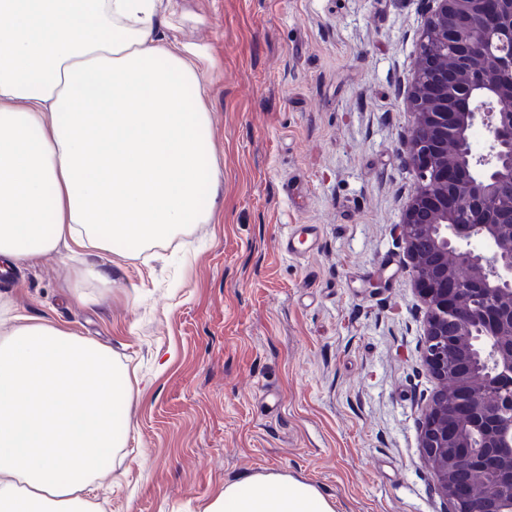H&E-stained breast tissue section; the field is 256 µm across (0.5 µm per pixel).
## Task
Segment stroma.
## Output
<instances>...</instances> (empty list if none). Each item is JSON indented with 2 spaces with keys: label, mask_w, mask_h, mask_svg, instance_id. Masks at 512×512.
<instances>
[{
  "label": "stroma",
  "mask_w": 512,
  "mask_h": 512,
  "mask_svg": "<svg viewBox=\"0 0 512 512\" xmlns=\"http://www.w3.org/2000/svg\"><path fill=\"white\" fill-rule=\"evenodd\" d=\"M425 0H173L205 61L215 218L115 253L59 248L0 272V297L125 366L131 432L99 512H204L279 471L336 512H447L421 460L423 309L394 231L412 176L403 88ZM312 224L306 254L283 248ZM108 288L72 298V266Z\"/></svg>",
  "instance_id": "1"
}]
</instances>
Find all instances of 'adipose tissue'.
<instances>
[{
  "mask_svg": "<svg viewBox=\"0 0 512 512\" xmlns=\"http://www.w3.org/2000/svg\"><path fill=\"white\" fill-rule=\"evenodd\" d=\"M166 0H0V262L62 245L148 247L207 223L216 183L200 59L162 30ZM0 337V512H94L131 426L124 368L51 322ZM205 512H336L279 472L225 484Z\"/></svg>",
  "mask_w": 512,
  "mask_h": 512,
  "instance_id": "adipose-tissue-1",
  "label": "adipose tissue"
}]
</instances>
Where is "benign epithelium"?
<instances>
[{
	"label": "benign epithelium",
	"instance_id": "obj_1",
	"mask_svg": "<svg viewBox=\"0 0 512 512\" xmlns=\"http://www.w3.org/2000/svg\"><path fill=\"white\" fill-rule=\"evenodd\" d=\"M405 90L413 186L399 224L436 381L421 456L448 512H504L512 487V0H428ZM484 130V145L470 133Z\"/></svg>",
	"mask_w": 512,
	"mask_h": 512
}]
</instances>
